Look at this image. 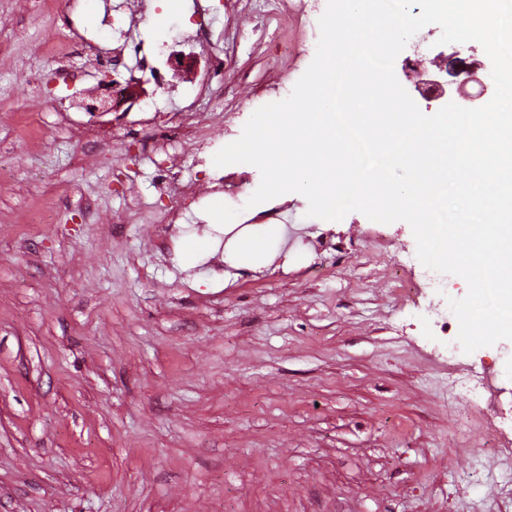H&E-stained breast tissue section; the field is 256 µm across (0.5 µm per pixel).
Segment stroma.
<instances>
[{"label":"stroma","mask_w":512,"mask_h":512,"mask_svg":"<svg viewBox=\"0 0 512 512\" xmlns=\"http://www.w3.org/2000/svg\"><path fill=\"white\" fill-rule=\"evenodd\" d=\"M119 0H75L108 48ZM139 38L199 27L224 54V104L180 72L158 106L223 111L183 174L223 176L189 206L124 128L77 170L85 142L57 115L99 92L102 68L39 48L42 0H0V512H512V341L451 349L449 299L408 223L308 216L257 269L230 263L221 202L237 224L261 175L216 167L259 107L287 98L314 59L326 0H140ZM294 51L281 57L282 41ZM208 247L185 264L186 243Z\"/></svg>","instance_id":"stroma-1"}]
</instances>
